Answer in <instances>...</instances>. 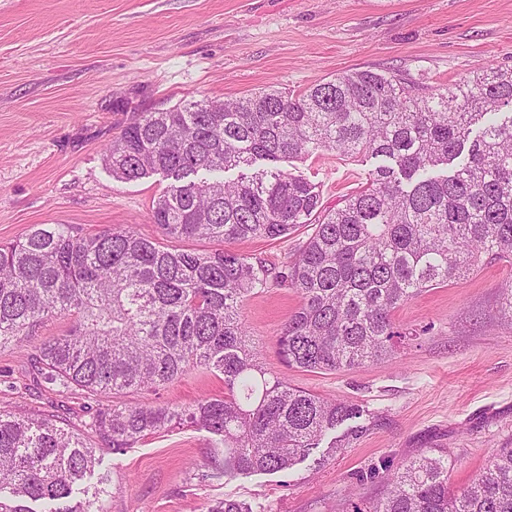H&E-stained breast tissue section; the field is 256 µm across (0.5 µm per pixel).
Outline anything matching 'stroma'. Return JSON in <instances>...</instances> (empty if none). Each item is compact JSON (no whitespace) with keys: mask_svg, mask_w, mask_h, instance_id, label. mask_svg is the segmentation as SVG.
Segmentation results:
<instances>
[{"mask_svg":"<svg viewBox=\"0 0 512 512\" xmlns=\"http://www.w3.org/2000/svg\"><path fill=\"white\" fill-rule=\"evenodd\" d=\"M491 64L512 68V0H0V242L37 224L85 233L134 224L159 237L152 204L170 178L120 182L103 161L133 113L271 88L296 93L352 69L436 89ZM378 164L318 152L281 166L317 184L333 209ZM307 234L302 226L234 248L278 265ZM510 280L512 266L495 262L421 293L394 313L414 332L395 360L336 372L302 371L279 357L277 340L299 304L294 290L252 295L243 315L265 366L356 405L359 438L336 456L320 446L283 472L204 481L203 464L224 451L210 433L184 426L119 451L98 448L100 464L75 501L104 512H207L224 499L254 512H331L347 499L363 506L382 497L370 471L427 450L447 458L450 483L464 487L512 448V332L497 317L498 287ZM74 323L52 317L24 350L0 349V408L55 416L96 445L92 420L111 396L58 391L27 358ZM223 393V377L190 372L123 399L189 407Z\"/></svg>","mask_w":512,"mask_h":512,"instance_id":"35a3bbf8","label":"stroma"}]
</instances>
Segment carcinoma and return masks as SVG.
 <instances>
[{"label":"carcinoma","mask_w":512,"mask_h":512,"mask_svg":"<svg viewBox=\"0 0 512 512\" xmlns=\"http://www.w3.org/2000/svg\"><path fill=\"white\" fill-rule=\"evenodd\" d=\"M512 70L489 67L451 87L420 93L400 75L356 70L300 93L268 89L225 101H190L140 112L112 139L104 161L125 182L161 172L175 180L156 198L153 223L178 248L135 224L83 233L37 224L0 243V348L55 314L69 333L32 355L45 383L90 396L156 391L190 372L224 376L222 398L191 408L114 402L93 423L114 451L177 426L218 437L224 459L210 480L276 473L304 460L358 414L269 371L242 310L268 288L300 303L278 339L291 368L341 371L391 357L407 333L395 310L420 293L473 274L484 260L512 264ZM482 125L478 138L472 127ZM467 158L460 159L463 150ZM327 151L383 164L343 205L326 211L316 184L278 167ZM247 167L236 181L194 182L200 170ZM312 232L276 272L231 245ZM499 320L512 326V287ZM99 463L95 448L48 418L0 411V512H90L68 505ZM386 486L369 512H512V448L458 491L448 463L426 451L370 472ZM208 512H253L224 500Z\"/></svg>","instance_id":"carcinoma-1"}]
</instances>
